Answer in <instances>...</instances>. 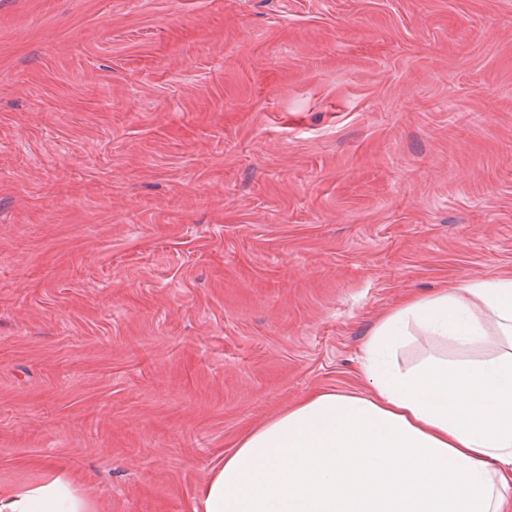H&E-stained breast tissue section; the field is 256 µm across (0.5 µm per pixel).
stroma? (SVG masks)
Masks as SVG:
<instances>
[{
    "instance_id": "35a3bbf8",
    "label": "stroma",
    "mask_w": 512,
    "mask_h": 512,
    "mask_svg": "<svg viewBox=\"0 0 512 512\" xmlns=\"http://www.w3.org/2000/svg\"><path fill=\"white\" fill-rule=\"evenodd\" d=\"M512 270V0H0V481L197 512L400 298Z\"/></svg>"
}]
</instances>
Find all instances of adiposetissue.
<instances>
[{
  "label": "adipose tissue",
  "instance_id": "obj_1",
  "mask_svg": "<svg viewBox=\"0 0 512 512\" xmlns=\"http://www.w3.org/2000/svg\"><path fill=\"white\" fill-rule=\"evenodd\" d=\"M360 375L369 395L313 391L246 434L200 512H512V273L404 299L364 343ZM0 512L97 505L49 463L0 483Z\"/></svg>",
  "mask_w": 512,
  "mask_h": 512
}]
</instances>
